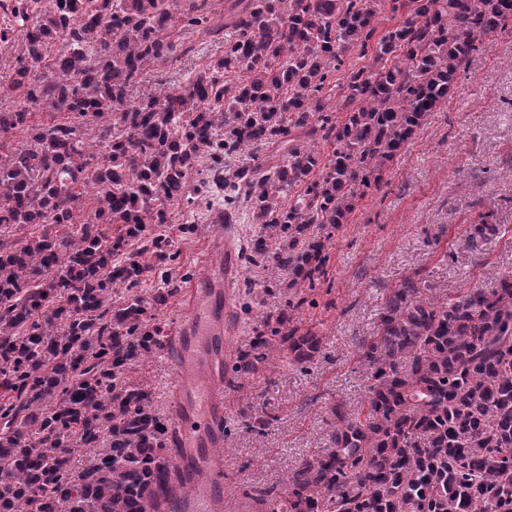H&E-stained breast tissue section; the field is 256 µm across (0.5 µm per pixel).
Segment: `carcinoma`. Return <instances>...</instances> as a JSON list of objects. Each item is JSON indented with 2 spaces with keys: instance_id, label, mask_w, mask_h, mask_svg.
<instances>
[{
  "instance_id": "1",
  "label": "carcinoma",
  "mask_w": 512,
  "mask_h": 512,
  "mask_svg": "<svg viewBox=\"0 0 512 512\" xmlns=\"http://www.w3.org/2000/svg\"><path fill=\"white\" fill-rule=\"evenodd\" d=\"M403 24L372 41L381 0H230L224 28L208 0H49L11 13L23 58L0 99V512H162L173 492L166 421L135 365L163 347L156 309L134 288L173 260L166 204L224 191V223L248 209L268 238L250 263L286 267L290 288L319 287L334 230L358 188H382L386 167L447 98L479 36L512 21V0H390ZM224 33V54L177 87L133 101L155 60L171 56L175 14ZM364 60L336 108L331 71ZM244 73L237 86L224 74ZM47 108L64 117L33 120ZM345 113L336 120V113ZM334 145L328 159L298 134ZM288 148L275 163L258 148ZM210 158L212 180L190 185ZM17 224L36 236L14 238ZM103 224L117 225L110 237ZM325 231L317 236L313 228ZM496 224H472L481 251ZM131 241L154 259H117ZM415 270L384 297L357 339L369 370L367 404L339 402L331 445L284 486L255 490L262 512H512V274L449 303L417 299ZM286 309L231 363L226 384L257 372L269 346L305 364L321 339ZM275 421L252 414L263 434ZM93 450L81 467L75 454Z\"/></svg>"
}]
</instances>
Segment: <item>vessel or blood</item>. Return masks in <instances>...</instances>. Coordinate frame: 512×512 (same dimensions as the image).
<instances>
[{
	"instance_id": "1",
	"label": "vessel or blood",
	"mask_w": 512,
	"mask_h": 512,
	"mask_svg": "<svg viewBox=\"0 0 512 512\" xmlns=\"http://www.w3.org/2000/svg\"><path fill=\"white\" fill-rule=\"evenodd\" d=\"M238 248L236 225H217L201 275L184 290L189 316L166 339L167 360L180 378L168 391V454L181 475L199 480L194 494L178 501V512H214L224 498L210 451L224 445V366Z\"/></svg>"
}]
</instances>
